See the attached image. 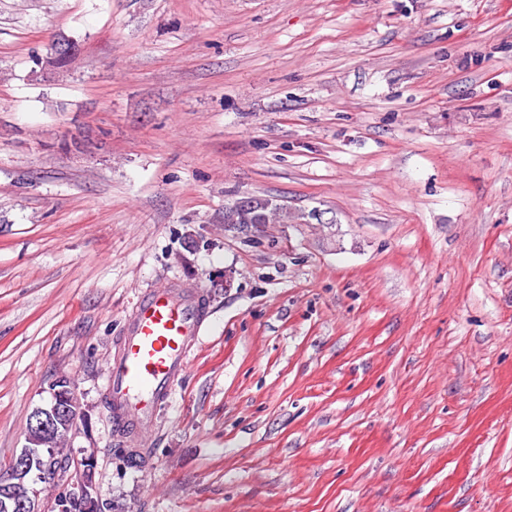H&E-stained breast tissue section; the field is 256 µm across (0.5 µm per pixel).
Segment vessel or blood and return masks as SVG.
Returning <instances> with one entry per match:
<instances>
[{
    "label": "vessel or blood",
    "instance_id": "obj_1",
    "mask_svg": "<svg viewBox=\"0 0 512 512\" xmlns=\"http://www.w3.org/2000/svg\"><path fill=\"white\" fill-rule=\"evenodd\" d=\"M207 317L200 291L176 285L153 289L137 301L106 382L113 421L137 441L147 437L158 409L185 373Z\"/></svg>",
    "mask_w": 512,
    "mask_h": 512
}]
</instances>
